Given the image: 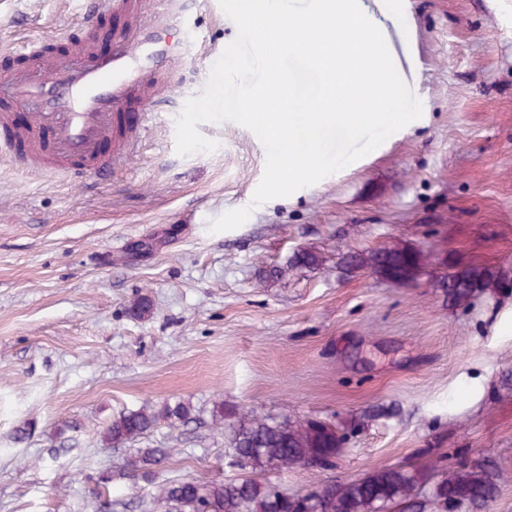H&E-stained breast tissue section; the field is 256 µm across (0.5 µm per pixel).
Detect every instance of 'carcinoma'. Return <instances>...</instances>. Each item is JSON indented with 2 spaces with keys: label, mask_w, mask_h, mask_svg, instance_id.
<instances>
[{
  "label": "carcinoma",
  "mask_w": 512,
  "mask_h": 512,
  "mask_svg": "<svg viewBox=\"0 0 512 512\" xmlns=\"http://www.w3.org/2000/svg\"><path fill=\"white\" fill-rule=\"evenodd\" d=\"M374 265L387 264L403 270L423 262L421 253L394 255L381 261L370 256ZM485 272L471 268L448 281V289L456 297H464L479 288L491 287ZM391 414L380 409L362 412L350 423L331 422L307 417H272L253 410L224 413V401L212 404L215 424H227V443L236 458L241 475L235 479L181 477L156 481V469L173 455L172 448H132L122 469L105 472L96 482V497L116 480H147L154 484L151 505L146 512H293L297 494L273 482V476L297 470L316 474L332 468L342 456L344 440L341 432L349 424L365 425L378 417ZM191 408L184 403H166L159 409L139 408L112 417L102 432L110 448H125L150 434L160 423L172 427L186 422ZM430 456L426 464L409 458L398 460L385 469H372L364 474L370 483L372 499H367L359 483H342L313 478L315 494L307 497L308 512H390L404 506L405 512H486L505 484L500 482V463L487 455L466 458L464 468L448 485V464L426 448ZM479 480L489 490L482 502L471 499L472 483Z\"/></svg>",
  "instance_id": "1"
}]
</instances>
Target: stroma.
Returning <instances> with one entry per match:
<instances>
[{
    "mask_svg": "<svg viewBox=\"0 0 512 512\" xmlns=\"http://www.w3.org/2000/svg\"><path fill=\"white\" fill-rule=\"evenodd\" d=\"M85 0H0V45L75 30ZM423 106L378 148L240 227L266 151L247 128L203 123L218 147L175 150L180 107L151 113L136 152L93 181L0 160V512H95L113 416L167 403L142 448L173 449L159 478H227L212 403L347 419L399 404L349 436L329 476L349 480L422 448L512 466V0H359ZM181 99L199 96L237 36L218 0H188ZM395 236L430 273L345 271L348 249ZM317 265L290 268L300 250ZM269 266L280 279L262 281ZM496 283L465 301L446 279ZM151 299L142 317L131 300Z\"/></svg>",
    "mask_w": 512,
    "mask_h": 512,
    "instance_id": "stroma-1",
    "label": "stroma"
}]
</instances>
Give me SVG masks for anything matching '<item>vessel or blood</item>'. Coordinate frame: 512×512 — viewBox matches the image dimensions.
<instances>
[{"label":"vessel or blood","mask_w":512,"mask_h":512,"mask_svg":"<svg viewBox=\"0 0 512 512\" xmlns=\"http://www.w3.org/2000/svg\"><path fill=\"white\" fill-rule=\"evenodd\" d=\"M181 0H88L81 42L31 40L22 71L0 78V154L37 171L103 178L138 146L150 112L176 98L169 74L185 56L175 33ZM112 44L99 53L104 21Z\"/></svg>","instance_id":"obj_1"}]
</instances>
